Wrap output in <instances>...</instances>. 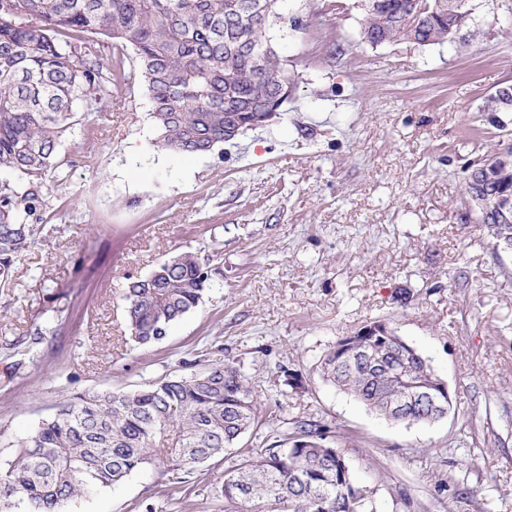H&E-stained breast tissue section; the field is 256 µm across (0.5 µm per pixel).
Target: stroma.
<instances>
[{"label": "stroma", "mask_w": 512, "mask_h": 512, "mask_svg": "<svg viewBox=\"0 0 512 512\" xmlns=\"http://www.w3.org/2000/svg\"><path fill=\"white\" fill-rule=\"evenodd\" d=\"M467 8L452 41L372 47L357 0H282L269 35L295 88L266 126L176 154L138 86L77 131L63 184L0 284V467L62 401L230 360L258 401L243 439L256 453L286 420L311 419L375 488L378 512H512V251L465 193L472 162L512 132L511 112L483 109L512 85V0ZM182 250L214 268L213 286L161 343L136 345L126 283ZM374 322L446 382L444 418L394 423L323 378L336 342ZM223 481L217 457L170 499L156 456L62 512H224Z\"/></svg>", "instance_id": "35a3bbf8"}]
</instances>
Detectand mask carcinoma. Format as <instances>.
<instances>
[{"label": "carcinoma", "instance_id": "1", "mask_svg": "<svg viewBox=\"0 0 512 512\" xmlns=\"http://www.w3.org/2000/svg\"><path fill=\"white\" fill-rule=\"evenodd\" d=\"M280 0H0V284L11 281L33 221L63 183L60 146L75 136L78 113L91 115L137 79L153 108L162 147L205 155L224 145L236 115L282 107L294 87L267 36L281 19ZM468 0H361V39L377 47L405 40H451L467 25ZM135 54L127 69L124 51ZM486 112H512V88L489 95ZM479 191L494 203L512 193V141L500 140ZM212 272L198 254L165 258L124 294L131 339L162 341L203 300ZM126 393L76 396L59 405L0 469V512H61L68 500L115 486L165 452L171 491L235 449L214 496L227 512H372L374 489L357 482L344 457L325 443V426L296 421L262 454L240 446L258 422L256 398L240 366L217 362ZM326 377L369 409L401 421L393 409L413 398L406 422L439 418L426 395L431 366L413 347L384 345L362 328L340 339L323 361Z\"/></svg>", "mask_w": 512, "mask_h": 512}]
</instances>
